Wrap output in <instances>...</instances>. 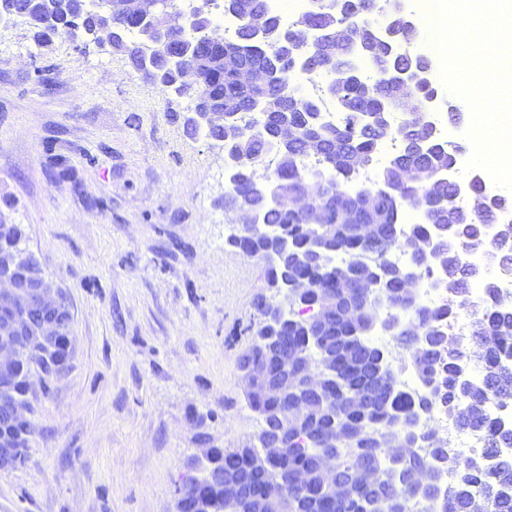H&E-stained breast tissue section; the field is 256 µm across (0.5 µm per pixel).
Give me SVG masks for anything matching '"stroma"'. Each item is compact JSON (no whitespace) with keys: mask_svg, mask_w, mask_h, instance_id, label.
Segmentation results:
<instances>
[{"mask_svg":"<svg viewBox=\"0 0 512 512\" xmlns=\"http://www.w3.org/2000/svg\"><path fill=\"white\" fill-rule=\"evenodd\" d=\"M123 53L0 28V218L68 306L0 512H174L200 446L260 421L238 371L263 264L226 244L224 153Z\"/></svg>","mask_w":512,"mask_h":512,"instance_id":"obj_1","label":"stroma"}]
</instances>
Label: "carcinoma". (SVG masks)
Segmentation results:
<instances>
[{
  "mask_svg": "<svg viewBox=\"0 0 512 512\" xmlns=\"http://www.w3.org/2000/svg\"><path fill=\"white\" fill-rule=\"evenodd\" d=\"M319 8L301 15L296 25L303 30L327 25L336 16L354 24L351 35L330 39L319 50L320 63L327 71L336 68L342 85L336 98L329 95H305L293 82L296 71L286 75L281 84L241 86L237 70L210 68L202 89L213 107L224 109L226 120L243 128L234 152L237 163L227 172L224 210H249L258 224L250 238L237 239L232 232L226 244L245 249L258 256L255 240L283 243L286 250L264 260L265 285L276 292L285 281L308 279L314 287L304 295L288 293V321L270 325L260 319L253 328L252 343L246 354L264 357L267 338L285 336L296 352L288 374L296 381L295 391L283 402L274 393L262 397L246 395L250 409L266 415L263 424L288 425V451L274 463L271 475L292 477L298 469H307L318 449L327 447L332 437L343 438L336 449V471L349 476L362 459L372 464L376 477L355 480L345 495L333 500L320 490L321 477L306 486L288 483V498L275 508H267L255 497L238 505L221 504L223 492L189 494V512H215L223 507L229 512H365L368 503L394 499L400 493V480L393 475L416 476L429 469L433 474L447 471L438 495L432 502L443 512H512V426L489 412V405L512 404V299L501 296L500 281L487 277L465 264L460 256L448 253V238L437 236L435 225L451 228L454 245L460 249L482 248L492 255L498 273L512 274V230L502 229L493 245L482 236L484 225L496 223L503 213L499 202L487 199L483 182L470 188L469 203L462 205L456 192L448 186V170L457 156L441 140L428 137L425 130L411 123L412 115L404 111L405 99L415 106L426 103L434 90L425 82L411 88L400 87L391 77L396 69L409 67L410 60L390 51L387 45L374 43L377 28L370 23L374 14L371 0H319ZM224 13L236 15L233 38L224 48L197 44L192 29L181 31L182 47L193 45V52L183 60L179 75L197 70L198 60L217 59L224 53L240 65L263 68L273 52L281 23L270 12L266 0H221ZM88 24L125 26L128 40L115 46L126 54L134 67L140 66L142 20L132 15H110L103 0H88ZM261 20L269 34L265 41L250 39V22ZM336 104L342 118L336 123L322 116L323 103ZM393 110L404 112L405 136L394 135L399 148L370 187L352 185L362 166L369 163L383 133L372 118ZM286 124L297 136L288 147L278 145V128ZM313 133L320 140L319 153L308 152L305 137ZM427 140L424 152L409 150L404 137ZM275 162L269 183L276 192L269 194L253 177L257 167ZM323 184V200L328 212L326 223L311 225L289 209L284 200L309 189L312 175ZM434 186L427 200L434 223L421 221L399 228L402 205L413 206L429 186ZM371 190L376 197L374 210L367 212L359 194ZM372 221L376 233L369 242L359 235L360 224ZM22 233L13 224L0 223V250H20ZM400 242L398 249L415 258L425 252L433 254L431 263L419 275L438 274L448 285V306H426L420 296H409L399 286V273L414 263L399 264L390 260L389 246ZM479 282L478 294L471 284ZM336 297V309L353 308L355 318L324 323L319 315L323 303ZM469 319V333H454L449 324L462 317ZM397 319L406 327L395 340L409 351V364L421 379L425 393L406 401L398 389V374L387 360L385 350L373 339L386 319ZM480 367L481 376L462 389L457 384L458 358ZM312 360L322 376L321 389L312 410L305 415L293 409L304 394V364ZM370 393L374 399L361 406L350 403L351 396ZM442 410L456 430L480 429L484 442L461 460L450 456L445 441L437 442L435 433L418 426L422 415ZM33 425L25 430L22 447L15 455L0 461V466L15 467L26 460ZM431 448L422 455L420 443ZM254 448H218L214 459L223 465L246 471Z\"/></svg>",
  "mask_w": 512,
  "mask_h": 512,
  "instance_id": "carcinoma-1",
  "label": "carcinoma"
}]
</instances>
